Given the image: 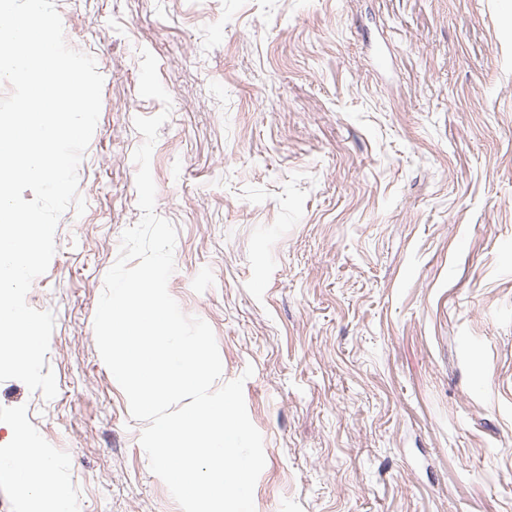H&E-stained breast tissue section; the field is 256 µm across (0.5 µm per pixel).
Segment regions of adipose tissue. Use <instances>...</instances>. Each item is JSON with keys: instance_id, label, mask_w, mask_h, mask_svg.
<instances>
[{"instance_id": "obj_1", "label": "adipose tissue", "mask_w": 512, "mask_h": 512, "mask_svg": "<svg viewBox=\"0 0 512 512\" xmlns=\"http://www.w3.org/2000/svg\"><path fill=\"white\" fill-rule=\"evenodd\" d=\"M18 461L27 464L35 473L34 480L23 485L30 494L31 512H76L72 499L57 491L54 465L29 445L20 429L15 432L12 447L0 448V469L11 468Z\"/></svg>"}]
</instances>
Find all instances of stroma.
Segmentation results:
<instances>
[{
    "label": "stroma",
    "instance_id": "1",
    "mask_svg": "<svg viewBox=\"0 0 512 512\" xmlns=\"http://www.w3.org/2000/svg\"><path fill=\"white\" fill-rule=\"evenodd\" d=\"M102 107L27 304L58 393L0 382L78 512H181L94 316L141 218L136 117L177 229L168 291L263 437L255 512H512V5L55 0ZM158 60L170 107L138 91ZM252 376H245L246 367Z\"/></svg>",
    "mask_w": 512,
    "mask_h": 512
}]
</instances>
